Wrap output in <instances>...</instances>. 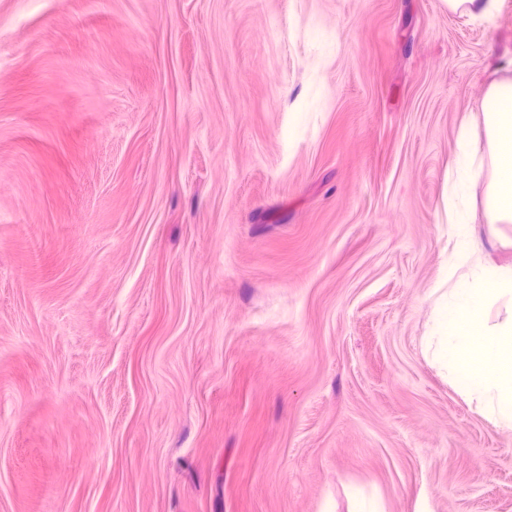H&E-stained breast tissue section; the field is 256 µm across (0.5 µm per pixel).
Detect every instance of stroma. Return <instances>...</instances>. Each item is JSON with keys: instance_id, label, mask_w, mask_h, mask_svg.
Segmentation results:
<instances>
[{"instance_id": "1", "label": "stroma", "mask_w": 512, "mask_h": 512, "mask_svg": "<svg viewBox=\"0 0 512 512\" xmlns=\"http://www.w3.org/2000/svg\"><path fill=\"white\" fill-rule=\"evenodd\" d=\"M512 0H0V512H512L426 354ZM445 6L453 12H460L475 20H484L493 16L499 0H443Z\"/></svg>"}]
</instances>
